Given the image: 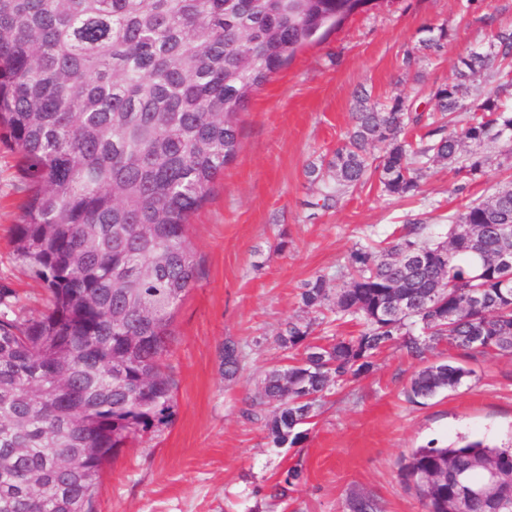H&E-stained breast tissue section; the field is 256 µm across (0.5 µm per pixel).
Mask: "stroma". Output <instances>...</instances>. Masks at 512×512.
Wrapping results in <instances>:
<instances>
[{"instance_id": "35a3bbf8", "label": "stroma", "mask_w": 512, "mask_h": 512, "mask_svg": "<svg viewBox=\"0 0 512 512\" xmlns=\"http://www.w3.org/2000/svg\"><path fill=\"white\" fill-rule=\"evenodd\" d=\"M428 27L448 33L433 56L417 52ZM510 28L512 0H395L323 27L252 93L238 116V152L188 227L201 273L176 310L164 360L172 420L104 465L94 512H350L358 496L381 512H423L399 474L411 449L512 441V359L493 354L465 359L472 374L456 390L414 400L409 383L421 363L387 349L367 375L332 388L292 447H274L263 421L245 414L264 375L288 363L278 342L286 324L314 318L302 305L306 283L321 276L335 287L352 250L404 224L421 225L420 240H445L462 204L512 180V169L465 176L431 162L416 197L388 195L373 179L326 203L323 180L307 167L346 141L359 98L378 106L401 96L428 114L457 60L487 51L493 34ZM19 168L18 150L0 139V282L37 314L44 286L11 244L28 199ZM228 342L241 354L232 377L222 358ZM293 466L303 480L272 502L268 486Z\"/></svg>"}]
</instances>
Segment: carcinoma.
Masks as SVG:
<instances>
[{
    "label": "carcinoma",
    "instance_id": "carcinoma-1",
    "mask_svg": "<svg viewBox=\"0 0 512 512\" xmlns=\"http://www.w3.org/2000/svg\"><path fill=\"white\" fill-rule=\"evenodd\" d=\"M360 2L0 0V135L19 150L30 190L14 251L48 291L46 312L26 316L0 284V512H94L104 464L166 421L174 391L163 360L175 309L199 273L188 220L236 156L237 116L252 92ZM490 49L459 59L433 91L429 123L400 96L360 106L327 162L324 199L373 177L412 197L428 161L483 172L486 147L512 136V30L498 31ZM481 75L495 90L469 103ZM448 221L445 241L420 242L421 225L406 224L352 250L341 287L321 276L305 285V308L362 329L314 342L312 324H286L280 344L298 356L264 376L247 410L273 406L265 427L275 447L298 444L327 392L393 346L419 362L444 342L512 358V258L501 259L512 242L497 232L512 226V181ZM118 290L142 314L112 320ZM223 361L226 375L239 371L235 344L224 345ZM470 375L441 359L415 372L410 394L430 399ZM486 464L512 477V447L415 448L400 476L424 512H491L453 480L458 470L477 479ZM302 477L289 469L269 497L286 499Z\"/></svg>",
    "mask_w": 512,
    "mask_h": 512
}]
</instances>
